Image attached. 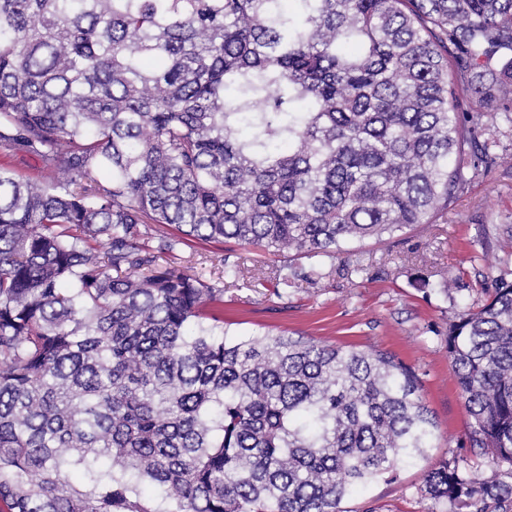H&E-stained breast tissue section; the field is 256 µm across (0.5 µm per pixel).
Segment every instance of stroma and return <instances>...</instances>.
I'll use <instances>...</instances> for the list:
<instances>
[{"mask_svg":"<svg viewBox=\"0 0 512 512\" xmlns=\"http://www.w3.org/2000/svg\"><path fill=\"white\" fill-rule=\"evenodd\" d=\"M512 225V160L475 183L444 224H420L383 241H366L336 259L295 256L301 279L277 288L258 277L252 254L194 240L183 254L223 256L244 271L227 283L220 305L230 333L288 331L325 344L380 348L416 370L439 426L431 461L457 451L468 416L441 339L455 313L482 299L486 281L512 272V255L497 240ZM452 281L450 293L440 282ZM425 463L399 466L390 481L358 489L346 512H436L418 492Z\"/></svg>","mask_w":512,"mask_h":512,"instance_id":"35a3bbf8","label":"stroma"}]
</instances>
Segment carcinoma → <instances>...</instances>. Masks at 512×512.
Instances as JSON below:
<instances>
[{"mask_svg":"<svg viewBox=\"0 0 512 512\" xmlns=\"http://www.w3.org/2000/svg\"><path fill=\"white\" fill-rule=\"evenodd\" d=\"M512 138V0H0V506L344 512L427 458L416 370L230 336L187 239L333 259ZM105 176V181L97 175ZM448 321L470 422L421 495L512 512V281Z\"/></svg>","mask_w":512,"mask_h":512,"instance_id":"obj_1","label":"carcinoma"}]
</instances>
